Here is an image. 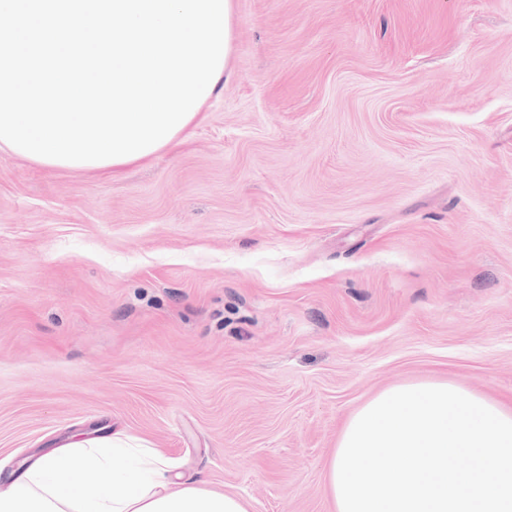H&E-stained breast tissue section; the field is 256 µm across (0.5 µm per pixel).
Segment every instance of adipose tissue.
Returning a JSON list of instances; mask_svg holds the SVG:
<instances>
[{"instance_id":"1","label":"adipose tissue","mask_w":512,"mask_h":512,"mask_svg":"<svg viewBox=\"0 0 512 512\" xmlns=\"http://www.w3.org/2000/svg\"><path fill=\"white\" fill-rule=\"evenodd\" d=\"M173 469L152 448L73 441L24 463L0 512H249L238 495L177 483Z\"/></svg>"}]
</instances>
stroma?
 <instances>
[{
    "instance_id": "1",
    "label": "stroma",
    "mask_w": 512,
    "mask_h": 512,
    "mask_svg": "<svg viewBox=\"0 0 512 512\" xmlns=\"http://www.w3.org/2000/svg\"><path fill=\"white\" fill-rule=\"evenodd\" d=\"M191 140L120 176L0 153V492L134 439L250 512H334L388 388L512 404V0H235Z\"/></svg>"
}]
</instances>
